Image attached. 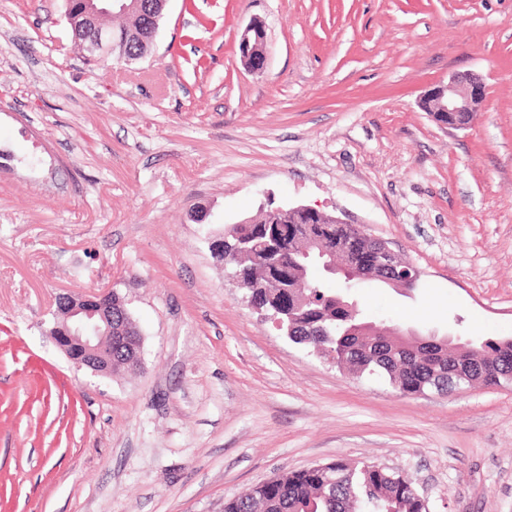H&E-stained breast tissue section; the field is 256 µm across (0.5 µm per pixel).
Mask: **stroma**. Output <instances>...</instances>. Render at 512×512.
Here are the masks:
<instances>
[{
    "mask_svg": "<svg viewBox=\"0 0 512 512\" xmlns=\"http://www.w3.org/2000/svg\"><path fill=\"white\" fill-rule=\"evenodd\" d=\"M262 23L267 63L238 40ZM467 74L464 129L421 102ZM346 214L422 272L375 322L512 336V0H169L150 57L85 64L65 0H0V512H223L336 458L430 512H512V386L403 396L248 305L203 228ZM114 290L141 365L77 368L58 294Z\"/></svg>",
    "mask_w": 512,
    "mask_h": 512,
    "instance_id": "stroma-1",
    "label": "stroma"
}]
</instances>
